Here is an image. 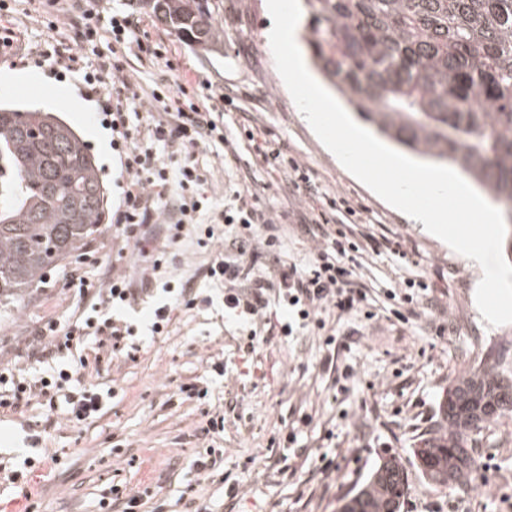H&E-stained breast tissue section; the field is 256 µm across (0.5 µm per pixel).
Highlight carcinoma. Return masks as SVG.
Wrapping results in <instances>:
<instances>
[{"instance_id": "1", "label": "carcinoma", "mask_w": 512, "mask_h": 512, "mask_svg": "<svg viewBox=\"0 0 512 512\" xmlns=\"http://www.w3.org/2000/svg\"><path fill=\"white\" fill-rule=\"evenodd\" d=\"M189 47L224 53V0H140ZM309 44L360 117L407 150L449 161L512 214V0H306ZM0 303L101 231L105 191L94 155L52 112L0 107ZM448 385L439 420L413 449L438 488L475 469L472 429L512 417V362ZM409 473L382 459L345 512H401Z\"/></svg>"}]
</instances>
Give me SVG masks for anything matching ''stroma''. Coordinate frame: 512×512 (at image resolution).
I'll return each instance as SVG.
<instances>
[{
	"label": "stroma",
	"mask_w": 512,
	"mask_h": 512,
	"mask_svg": "<svg viewBox=\"0 0 512 512\" xmlns=\"http://www.w3.org/2000/svg\"><path fill=\"white\" fill-rule=\"evenodd\" d=\"M93 3L105 17L117 10L134 13L153 41L165 43L174 68L132 60L129 72L142 87L207 82L205 106L223 115L227 132L254 127L310 169L320 189L311 195L295 189L288 177L256 170L244 139L238 162L229 168L211 150L198 154L216 203H223L228 188L259 193L287 222L286 252L296 262L312 246L300 226L326 210L327 198L361 205L370 232L401 240L410 251L405 260L390 253L369 258L363 282L378 289L402 287L407 279L433 282L431 294L445 307L451 330L439 336L425 320L405 323L386 310L372 321L354 314L338 326L348 348L334 375L321 368L325 337L310 326L287 338L265 336L254 353H244L239 346L245 329L225 317L223 290L196 273L213 258V247L181 239L172 248L176 273L194 291L211 296L212 305L175 309L167 333L157 337L146 328L149 306L143 303L121 315L133 335L75 338L64 357L74 364L85 361L81 383L113 391L109 408L87 426L72 428L60 406L45 396L18 411L0 410V512H100L101 495L114 483L143 492L139 512H188L181 493L195 478L190 465L211 444L224 456L213 479L198 488L207 512H339L381 457L391 454L410 475L401 512H512V418L481 431L476 469L463 485L431 486L411 453L437 420L449 383L471 370L473 358L497 349L512 357V324L493 326L483 319L475 302L478 270L360 182L315 135L276 69L266 38V0H224L218 19L224 52L208 56L182 43L138 0ZM42 11L41 0H10L8 12L0 14V36L11 40L10 47L0 46V72L28 77L1 83L0 105L49 111L70 125L97 159L108 206H116L126 175L111 132L102 126L96 102L82 96L77 75L62 73L49 57L55 46H74L76 31L69 25L48 30L39 20ZM112 236L111 222H104L100 235L48 272L37 288L0 305V369L40 377L46 365L36 330L52 319L69 327L84 308L68 285L73 272L96 279L106 268L136 264L135 255L118 253ZM216 364L223 365V374L213 372ZM200 378L208 382L205 399L179 393L181 384ZM206 411L223 414V437L213 441L200 432ZM27 426L41 438V456L55 454L59 462L35 466L25 496L11 472L26 454ZM292 432L297 440L286 444Z\"/></svg>",
	"instance_id": "1"
}]
</instances>
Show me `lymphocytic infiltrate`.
I'll return each instance as SVG.
<instances>
[{
	"label": "lymphocytic infiltrate",
	"instance_id": "f902f5d3",
	"mask_svg": "<svg viewBox=\"0 0 512 512\" xmlns=\"http://www.w3.org/2000/svg\"><path fill=\"white\" fill-rule=\"evenodd\" d=\"M50 15L48 28L61 24L76 27L77 49L65 48L56 53V62L67 71L81 75V92L98 104L103 122L112 131V148L121 155L127 175L122 200L112 213L115 236L124 250L137 256L132 270L113 272L105 280H90L84 276L70 279L83 300L107 303V310L85 317L78 325L81 335L123 336L124 330L113 320L111 307L132 306L141 294L161 287L167 293L166 302L156 305L150 316V330L162 334L171 322L175 308H193L210 304L211 299L190 289L189 283L173 286L162 270L167 263V246L155 244L152 228L157 224L169 226L168 244H176L185 226H192L199 246L216 244L219 252L203 268L207 280L224 288V308L250 325L246 352H255L258 326L276 324L282 336H290L295 323L313 324L325 328V312L337 317L363 312L373 319L375 311L364 310L370 290L357 280L364 252L389 251L406 257L401 242L378 240L373 234H356L354 229L333 228L326 223L325 213L307 225L306 231L314 246L305 263L288 261L278 248L285 231L278 215L261 207L256 198L234 193L215 210L204 185L206 175L195 156L197 147H222L225 160L237 159L235 144L224 133L212 112L204 106L202 92L206 83L169 84L160 82L148 94H141L138 83L126 73L128 55L160 59L167 49L151 40L133 14L118 12L103 17L91 0H78L77 16L63 11L60 0H46ZM93 55L92 70H84L85 55ZM256 167L269 174L291 171L294 183L311 189L308 169L295 158L286 156L282 147L261 141L254 145ZM223 224V236H216V224ZM406 294L385 291L386 300H402L409 304L414 317H424L436 334L448 329L447 318H434L439 305L425 297L426 280H407ZM282 302L286 315L272 322L268 315L271 300ZM65 366L52 368L34 383L15 379L0 371V408L16 409L30 404L37 396L62 390L70 382ZM111 391L81 387L66 395V420L79 427L99 417Z\"/></svg>",
	"mask_w": 512,
	"mask_h": 512
}]
</instances>
